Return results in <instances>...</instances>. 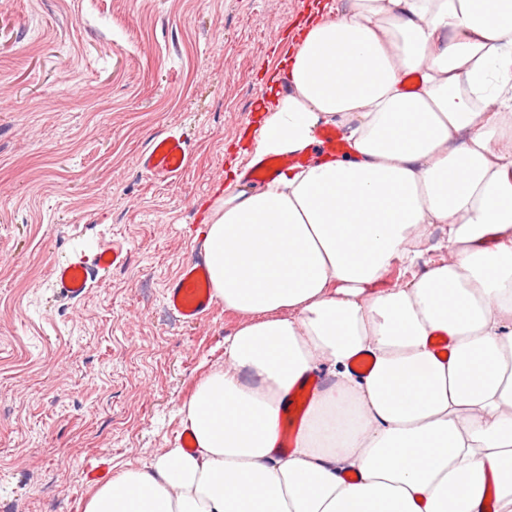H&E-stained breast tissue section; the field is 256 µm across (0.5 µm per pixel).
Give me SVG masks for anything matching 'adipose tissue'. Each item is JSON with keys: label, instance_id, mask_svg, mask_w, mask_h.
Returning a JSON list of instances; mask_svg holds the SVG:
<instances>
[{"label": "adipose tissue", "instance_id": "adipose-tissue-1", "mask_svg": "<svg viewBox=\"0 0 512 512\" xmlns=\"http://www.w3.org/2000/svg\"><path fill=\"white\" fill-rule=\"evenodd\" d=\"M282 65L253 157L347 148L226 173L203 249L239 322L179 409L196 446L85 512H512V0H344Z\"/></svg>", "mask_w": 512, "mask_h": 512}]
</instances>
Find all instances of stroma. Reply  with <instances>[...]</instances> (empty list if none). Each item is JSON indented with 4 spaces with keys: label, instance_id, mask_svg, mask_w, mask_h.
<instances>
[{
    "label": "stroma",
    "instance_id": "1",
    "mask_svg": "<svg viewBox=\"0 0 512 512\" xmlns=\"http://www.w3.org/2000/svg\"><path fill=\"white\" fill-rule=\"evenodd\" d=\"M311 0H0V512H84L94 485L181 441L178 408L224 364L237 319L188 325L163 300L228 152L270 102L288 32ZM184 134L187 167L140 156ZM125 245L79 300L55 263ZM189 146L182 134L170 130L155 137L141 157V166L157 179L180 175L188 161Z\"/></svg>",
    "mask_w": 512,
    "mask_h": 512
}]
</instances>
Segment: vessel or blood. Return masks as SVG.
<instances>
[{"instance_id": "b4317fda", "label": "vessel or blood", "mask_w": 512, "mask_h": 512, "mask_svg": "<svg viewBox=\"0 0 512 512\" xmlns=\"http://www.w3.org/2000/svg\"><path fill=\"white\" fill-rule=\"evenodd\" d=\"M189 146L182 134L168 131L158 135L141 157V166L158 179L180 175L188 161ZM127 252L123 246L100 247L93 261L75 257L58 263L51 277L58 294L66 299L84 297L103 270L124 264ZM164 300L186 323L205 318L214 307L206 266L194 261L183 264L169 282Z\"/></svg>"}]
</instances>
